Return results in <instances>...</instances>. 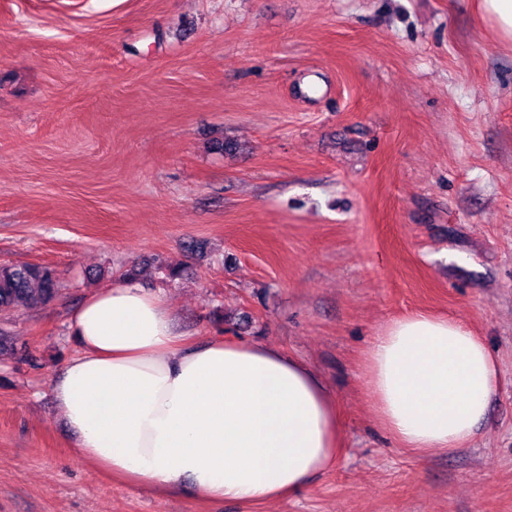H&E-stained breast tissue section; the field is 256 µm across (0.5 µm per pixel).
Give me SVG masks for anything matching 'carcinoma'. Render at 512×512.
<instances>
[{"instance_id": "carcinoma-1", "label": "carcinoma", "mask_w": 512, "mask_h": 512, "mask_svg": "<svg viewBox=\"0 0 512 512\" xmlns=\"http://www.w3.org/2000/svg\"><path fill=\"white\" fill-rule=\"evenodd\" d=\"M59 282L53 268L33 263L0 264V309H30L56 297Z\"/></svg>"}]
</instances>
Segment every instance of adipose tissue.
Returning <instances> with one entry per match:
<instances>
[{
	"label": "adipose tissue",
	"mask_w": 512,
	"mask_h": 512,
	"mask_svg": "<svg viewBox=\"0 0 512 512\" xmlns=\"http://www.w3.org/2000/svg\"><path fill=\"white\" fill-rule=\"evenodd\" d=\"M78 348L50 391L77 454L144 489L214 503L295 495L336 462L340 420L309 365L261 343L188 344L162 298L135 284L91 294ZM379 421L414 452L467 445L499 383L481 337L425 314L391 321L366 356Z\"/></svg>",
	"instance_id": "adipose-tissue-1"
}]
</instances>
